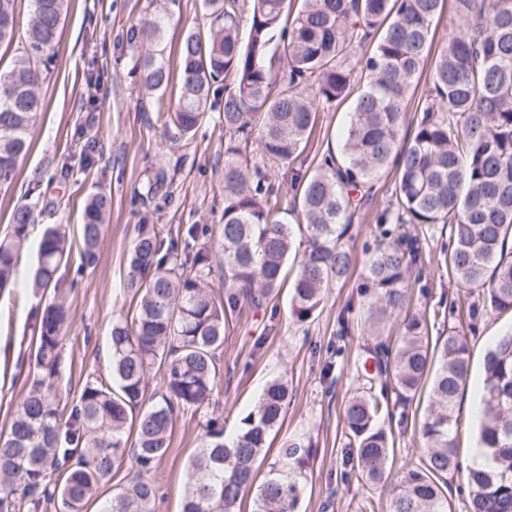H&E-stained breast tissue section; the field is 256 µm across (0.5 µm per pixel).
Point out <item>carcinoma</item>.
<instances>
[{"instance_id": "carcinoma-1", "label": "carcinoma", "mask_w": 512, "mask_h": 512, "mask_svg": "<svg viewBox=\"0 0 512 512\" xmlns=\"http://www.w3.org/2000/svg\"><path fill=\"white\" fill-rule=\"evenodd\" d=\"M15 0H0V46L16 37ZM67 0H32V17L9 71L0 73V183L25 157L40 111L42 67L54 57ZM453 29L437 54L414 132L403 136L407 102L431 53L432 25L443 0H253L241 30L239 0H202L206 31H188L179 47L176 106L168 122L194 135L226 77L224 224L219 232L224 287L210 285L209 229L192 224L167 240L155 224H139L127 253L126 287L137 297L132 319L112 321L106 372L86 376L68 416L52 380L59 373L69 323L71 288L59 276L70 256V228L48 224L37 245L30 282L52 290L33 336L39 371L0 432V512H85L100 485L131 460L125 483L102 512H154L159 487L152 472L170 445L180 414L209 409L223 376L218 351L239 304L260 307L278 295L295 248L307 245L291 285L290 313L310 321L329 290L353 266L348 244L359 194L393 171L390 204L376 214L384 226L357 287L364 326L379 336L399 321V334L375 346L380 392L368 387L343 407L349 440L344 477L390 483V512H451L449 478L463 471L465 512H512V333L484 357L477 445L485 462L464 463L455 407L470 377L468 337L456 326L431 341L429 320L474 319L479 310L512 311V0H454ZM280 35L284 55L271 54ZM148 90L165 92L174 77L165 62L140 57ZM353 98L340 156H325L296 173L292 209L281 217L271 165L288 166L305 151L317 114ZM110 198L86 201L80 224V265H97ZM33 223L17 207L0 235V291L14 287L21 250ZM412 224H447L441 247L457 287L479 289L477 307L457 298L433 315L405 311L411 275L422 265ZM420 425L426 448L389 482L395 436L388 393L408 405L423 387ZM288 379L269 380L237 433L224 436L207 421L190 459L182 512H297L315 455L311 440L290 439L259 475V461L288 405Z\"/></svg>"}]
</instances>
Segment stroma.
<instances>
[{
  "mask_svg": "<svg viewBox=\"0 0 512 512\" xmlns=\"http://www.w3.org/2000/svg\"><path fill=\"white\" fill-rule=\"evenodd\" d=\"M163 22L161 48L170 69H177L178 45L185 30L206 29L201 0H67L58 53L40 86L43 108L35 120L30 151L10 182L0 184V233L14 209L30 205L34 227L23 250L15 288L0 293V430L5 429L21 395L32 381L30 362L35 312L45 296L29 286L37 244L45 224L80 222L84 201L93 193L112 197L108 231L96 267L79 270L71 260L62 274L71 283L70 324L62 341L60 372L54 382L62 407L75 402L86 374L109 356L114 318L132 310L125 287L126 253L139 224L164 229L208 225L209 247H216L224 213V128L219 108H212L192 138L167 123L175 91H148L133 71L128 48L130 30L155 20ZM350 102L321 112L303 154L293 167L271 169L270 177L284 194L292 192L295 171H312L329 152L339 151ZM95 145L94 162L85 165L84 142ZM165 172L167 187L149 197L148 181ZM393 176L377 182L366 206L354 218L351 243L358 259L376 231L374 214L385 207ZM449 227L435 224L420 232L423 272L413 282L408 307L430 312L457 298L440 255ZM358 277L331 289L315 318L295 322L290 295L281 290L263 308L242 305L225 331L224 380L215 391L211 414L179 416L165 456L153 477L160 487L155 512H181L188 461L199 448L208 417L224 421L234 433L241 415L257 401L266 382L287 375L291 396L280 431L272 443L281 448L289 438L308 435L316 446L301 512H389L388 491L351 481L343 484L348 440L341 421L342 404L360 393L363 350L374 338L351 326L338 335L337 318L355 295ZM512 331V312H480L469 333L471 373L458 403L459 449L470 456L477 444L476 406L483 383L486 351ZM425 399H414L405 412V430L396 436V463L418 460L424 442L419 435Z\"/></svg>",
  "mask_w": 512,
  "mask_h": 512,
  "instance_id": "stroma-1",
  "label": "stroma"
}]
</instances>
